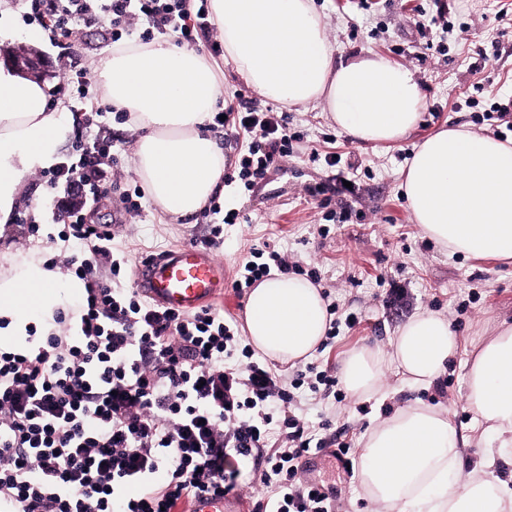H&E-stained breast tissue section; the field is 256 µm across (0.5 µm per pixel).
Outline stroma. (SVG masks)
Listing matches in <instances>:
<instances>
[{"mask_svg":"<svg viewBox=\"0 0 512 512\" xmlns=\"http://www.w3.org/2000/svg\"><path fill=\"white\" fill-rule=\"evenodd\" d=\"M447 3L446 24L432 25L422 34L411 21L414 10L420 7L427 16H435L436 0H371L366 10L360 0H313L337 61L378 53L418 81L424 95L421 118L399 141L354 140L336 125L321 101L294 106L277 102L273 108L287 115L289 130L304 136L298 153L247 189L233 178L237 150L224 148L225 173L232 181L225 184L220 204L236 210L238 219L224 227V251L218 261L233 272L250 260L253 249L279 251L304 271H315L322 294L339 307L335 338L319 346L309 363L295 368L272 365L291 381L298 372L306 374L294 397L314 446L309 450L313 464L301 479L335 491V512H386L364 495L358 448L372 425L403 406L419 402L450 412L467 439L451 472L457 481L468 479L473 461L490 447L466 399L465 362L502 323H512V260H476L444 252L416 224L401 184L408 158L427 137L450 127L480 136L493 134L498 121L491 106L512 95V0ZM36 48L47 61L42 83L51 106L69 109L73 99L60 88L68 62L96 67L112 41L104 29L93 26L83 31L72 58H63L46 38ZM109 127L113 139L122 144L118 167L123 179L90 204L96 224L111 223L113 216L123 214L124 191L139 184L133 169V132L124 123L113 121ZM313 148L342 154L345 161L333 169L310 162L308 152ZM345 181L351 184L350 193L323 190L324 185ZM214 220V215L200 212L173 221L147 202L140 216L118 227L113 245L125 251L134 266L204 235ZM397 288L405 291L404 302L396 301ZM422 311L446 316L461 345L455 364L441 378L444 391L432 385L411 386L392 367L384 371L389 396L379 406L358 401L340 384L332 396L310 389L314 377L307 374L308 366L338 376L351 351L365 346L389 351L398 328ZM349 313L357 317L351 327L343 323ZM339 442L348 447L342 462L333 457Z\"/></svg>","mask_w":512,"mask_h":512,"instance_id":"obj_1","label":"stroma"}]
</instances>
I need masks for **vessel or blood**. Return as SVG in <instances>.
<instances>
[{
	"mask_svg": "<svg viewBox=\"0 0 512 512\" xmlns=\"http://www.w3.org/2000/svg\"><path fill=\"white\" fill-rule=\"evenodd\" d=\"M134 279L143 295L183 312L221 298L228 274L210 252L188 244L142 261L134 270ZM240 508L233 497L207 496L194 502L192 512H240Z\"/></svg>",
	"mask_w": 512,
	"mask_h": 512,
	"instance_id": "obj_1",
	"label": "vessel or blood"
}]
</instances>
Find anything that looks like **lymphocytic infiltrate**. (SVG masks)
<instances>
[{
	"mask_svg": "<svg viewBox=\"0 0 512 512\" xmlns=\"http://www.w3.org/2000/svg\"><path fill=\"white\" fill-rule=\"evenodd\" d=\"M67 56L98 26L112 41L175 39L222 52L208 0H19ZM86 68L68 79L82 103L76 158L41 171L67 195L54 213L63 266L85 284L76 305L29 351L0 350V512H189L203 494L233 492L243 470L264 488L255 512H332L321 486L296 484L310 449L293 395L266 365L228 366L240 341L223 311L178 313L146 300L124 278L111 225H89L88 199L117 185L102 117L129 114L88 97ZM210 129L239 141L238 178L250 188L295 152L285 116L228 90ZM283 438L272 445L269 436ZM139 493H125L128 483Z\"/></svg>",
	"mask_w": 512,
	"mask_h": 512,
	"instance_id": "lymphocytic-infiltrate-1",
	"label": "lymphocytic infiltrate"
}]
</instances>
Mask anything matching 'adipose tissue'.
Segmentation results:
<instances>
[{"label":"adipose tissue","instance_id":"1","mask_svg":"<svg viewBox=\"0 0 512 512\" xmlns=\"http://www.w3.org/2000/svg\"><path fill=\"white\" fill-rule=\"evenodd\" d=\"M236 74L259 95L287 105L325 101L336 125L363 143H392L418 123L424 98L411 74L381 55L336 61L311 0H211ZM98 83L130 114L140 135L134 172L153 205L171 219L201 210L224 180L226 159L205 124L224 96V76L196 49L168 40L126 42L96 68ZM73 115L49 105L39 81L0 63V234L22 200L30 173L53 166ZM403 189L423 233L448 254L512 258V142L448 128L427 138ZM36 286L27 296L24 285ZM83 281L33 256L0 278V347L24 350L28 330L48 331L54 309L79 300ZM330 316L318 286L280 274L259 281L246 308V334L282 364L316 352ZM391 360L372 348L349 353L341 371L354 397H382L386 364L426 387L446 373L459 344L445 317L423 311L392 341ZM467 400L499 442L474 463L469 480L449 485L459 438L447 411L399 408L364 437L360 484L388 512H512V479L487 474L512 447V324L501 325L467 363Z\"/></svg>","mask_w":512,"mask_h":512}]
</instances>
